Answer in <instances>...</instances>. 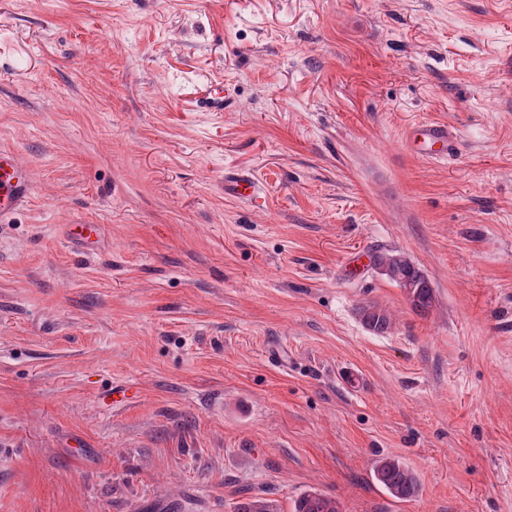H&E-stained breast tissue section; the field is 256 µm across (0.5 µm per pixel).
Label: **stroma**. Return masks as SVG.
Instances as JSON below:
<instances>
[{
  "instance_id": "35a3bbf8",
  "label": "stroma",
  "mask_w": 512,
  "mask_h": 512,
  "mask_svg": "<svg viewBox=\"0 0 512 512\" xmlns=\"http://www.w3.org/2000/svg\"><path fill=\"white\" fill-rule=\"evenodd\" d=\"M1 148L0 512H512V0H0ZM452 135L448 127L439 123H425L413 127L410 139L424 154L431 158H445L448 156V146ZM29 192L23 164L15 153L0 150V219L20 210L27 202ZM258 191V183L252 175L224 174V193L240 200H253L257 197ZM373 259L381 274L401 288L415 313L424 316L434 308L436 297L430 281L425 272L409 257L400 252H391L377 254ZM409 286L412 288H407ZM364 326L374 334H383L391 330L394 316L388 309L375 304H367L359 309ZM374 477L396 499H410L419 489L417 475L400 459L391 458L381 461L375 467ZM339 502L317 491L301 494L294 502L293 512H341Z\"/></svg>"
}]
</instances>
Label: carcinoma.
I'll use <instances>...</instances> for the list:
<instances>
[{"label":"carcinoma","mask_w":512,"mask_h":512,"mask_svg":"<svg viewBox=\"0 0 512 512\" xmlns=\"http://www.w3.org/2000/svg\"><path fill=\"white\" fill-rule=\"evenodd\" d=\"M374 265L388 280L395 283L405 296L411 309L419 314H428L435 306L436 297L425 272L409 257L400 252L377 254ZM364 326L374 334L391 330L394 316L388 309L375 304L360 307ZM376 481L396 499L414 497L419 489V480L414 471L403 461L391 458L381 461L374 470ZM234 512H273L268 501L249 497L234 506ZM293 512H341L339 502L317 491L301 494L294 502Z\"/></svg>","instance_id":"cac0c4a2"}]
</instances>
